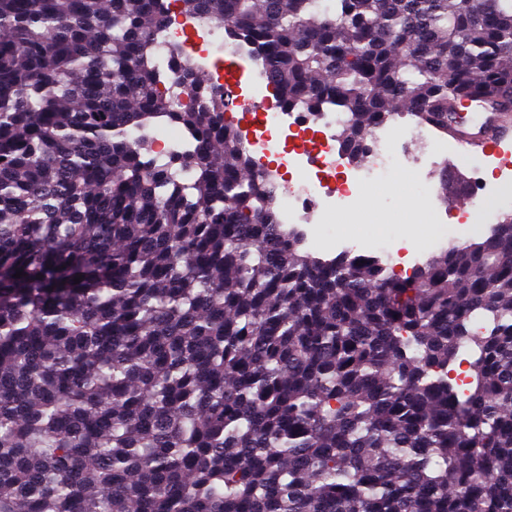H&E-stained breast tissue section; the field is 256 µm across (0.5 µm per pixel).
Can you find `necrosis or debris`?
I'll return each instance as SVG.
<instances>
[{"mask_svg": "<svg viewBox=\"0 0 512 512\" xmlns=\"http://www.w3.org/2000/svg\"><path fill=\"white\" fill-rule=\"evenodd\" d=\"M177 40L183 42L188 53L195 55L197 64L213 84L224 85L222 63L225 53L229 52L239 59L253 91L261 94L267 90L263 64L249 47L232 42L226 29L196 18L182 19L157 37L152 59L158 68H165L169 48ZM349 119L348 113L333 109L319 114L288 112L272 103L259 109L256 127L244 133L243 141L255 165L271 180H282L283 169L299 163L298 156L288 154L282 157L278 167L266 165L267 153L275 148V132L287 126L311 133L313 137L316 173L302 178L284 193L278 203L282 223L306 224L314 215L349 213L360 186L376 183L397 171H424L435 165L443 153L433 129L416 123L390 135L372 134L363 164L343 169L336 129ZM407 138L420 142V154H406L402 142Z\"/></svg>", "mask_w": 512, "mask_h": 512, "instance_id": "obj_1", "label": "necrosis or debris"}]
</instances>
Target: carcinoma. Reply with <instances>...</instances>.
Wrapping results in <instances>:
<instances>
[{"mask_svg":"<svg viewBox=\"0 0 512 512\" xmlns=\"http://www.w3.org/2000/svg\"><path fill=\"white\" fill-rule=\"evenodd\" d=\"M174 2L354 159L401 111L512 112V0ZM167 23L0 0V512H512V218L406 277L312 256L223 89L152 64Z\"/></svg>","mask_w":512,"mask_h":512,"instance_id":"cac0c4a2","label":"carcinoma"}]
</instances>
